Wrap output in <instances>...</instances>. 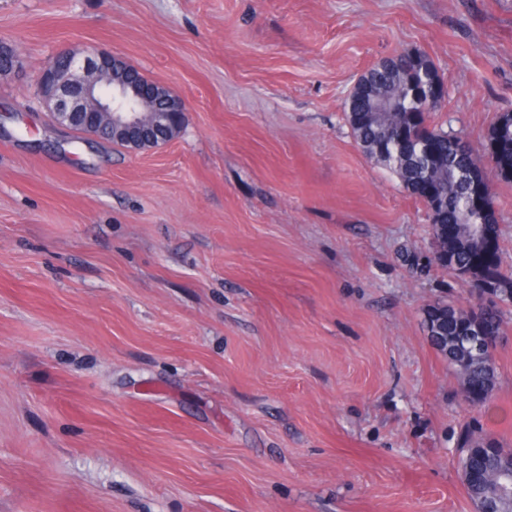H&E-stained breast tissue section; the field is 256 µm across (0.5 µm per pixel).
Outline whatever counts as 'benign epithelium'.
<instances>
[{
  "instance_id": "obj_1",
  "label": "benign epithelium",
  "mask_w": 512,
  "mask_h": 512,
  "mask_svg": "<svg viewBox=\"0 0 512 512\" xmlns=\"http://www.w3.org/2000/svg\"><path fill=\"white\" fill-rule=\"evenodd\" d=\"M39 83L42 99L58 125L70 129L81 123L91 133H106L133 149L168 142L186 122V108L177 95L156 83H142L120 55L107 50L83 57L70 51L58 53L42 70ZM419 100L416 116L425 125L429 113L445 106L447 86L434 79L428 82ZM143 107L152 112L149 122L141 112ZM503 149L512 153V140L488 142V164L476 172L468 197L469 208L474 212H489V183L498 174L495 161ZM416 198L426 206L430 223H435V213L443 208L439 191L424 181ZM473 231L488 253L494 254L498 241L495 220L476 224ZM459 340L462 346L480 355L495 343L496 337L486 335L477 326ZM501 498L512 499V469L486 495L483 512H497L494 504Z\"/></svg>"
}]
</instances>
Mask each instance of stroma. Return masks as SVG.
Masks as SVG:
<instances>
[{
    "label": "stroma",
    "mask_w": 512,
    "mask_h": 512,
    "mask_svg": "<svg viewBox=\"0 0 512 512\" xmlns=\"http://www.w3.org/2000/svg\"><path fill=\"white\" fill-rule=\"evenodd\" d=\"M1 41L0 512H475L460 447L512 449V302L470 403L424 314L472 285L344 95L422 51L431 124L484 158L512 0H0ZM92 48L184 101L170 142L52 122L42 68Z\"/></svg>",
    "instance_id": "stroma-1"
}]
</instances>
